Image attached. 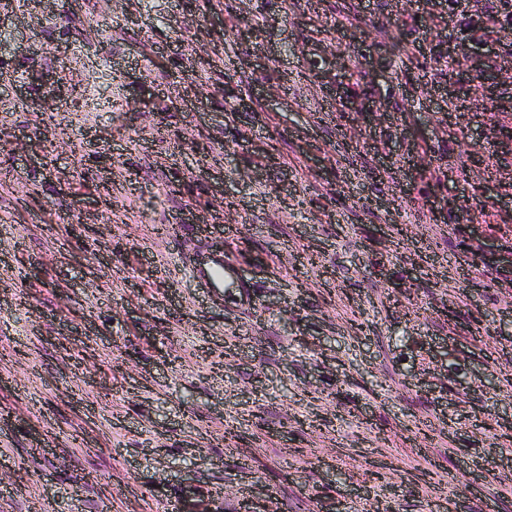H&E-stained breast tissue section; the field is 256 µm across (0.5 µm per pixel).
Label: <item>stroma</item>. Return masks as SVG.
<instances>
[{
  "instance_id": "stroma-1",
  "label": "stroma",
  "mask_w": 512,
  "mask_h": 512,
  "mask_svg": "<svg viewBox=\"0 0 512 512\" xmlns=\"http://www.w3.org/2000/svg\"><path fill=\"white\" fill-rule=\"evenodd\" d=\"M509 130L499 0H0V512H512Z\"/></svg>"
}]
</instances>
